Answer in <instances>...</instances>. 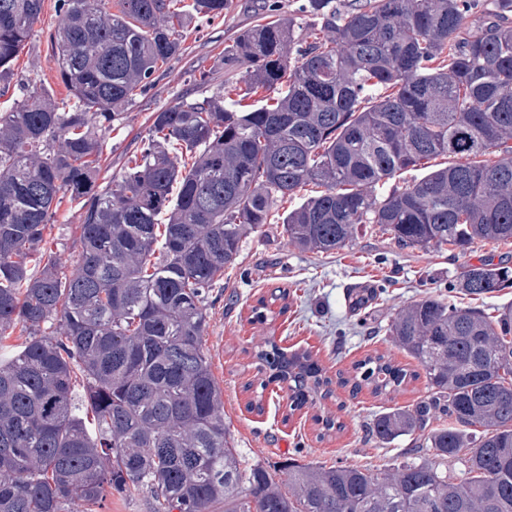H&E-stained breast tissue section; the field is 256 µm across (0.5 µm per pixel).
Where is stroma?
Returning a JSON list of instances; mask_svg holds the SVG:
<instances>
[{"label":"stroma","instance_id":"35a3bbf8","mask_svg":"<svg viewBox=\"0 0 512 512\" xmlns=\"http://www.w3.org/2000/svg\"><path fill=\"white\" fill-rule=\"evenodd\" d=\"M255 3L230 0L223 17L192 19L184 32L185 53L157 72L154 85L128 106L125 121L107 132L112 165L102 170V179H109L139 152L148 118L157 108L181 96L200 98L222 89L224 47L255 23ZM58 21V0H43L41 21L12 65L9 87L0 89V112L20 105L25 88L34 86L49 88L56 102L67 101L68 91L57 78L47 41ZM195 67L210 71L208 85L193 81L190 71ZM79 222L75 204L63 202L44 233L48 246L66 256L74 252ZM488 256L512 262V243L464 253L402 248L379 225L363 224L342 249L312 253L290 245L278 221L247 234L235 266L226 269L210 291L204 338L211 370L223 393L224 426L244 464L259 463L274 472L292 457L327 467L351 464L390 470L409 458L412 438L384 444L371 435L370 427L377 414L413 405L424 397L425 379L388 396L374 395L367 387L355 392L337 383L334 399L317 409L294 411L286 384L274 379L256 352L270 343L287 353L309 351L325 376L336 382L339 375H351L355 362L375 354L419 370L418 361L389 338L391 320L402 306L427 294L496 315L498 307L512 303V292L474 299L454 286L464 266ZM277 288L287 290V308L270 303ZM355 288L375 289L376 300L352 311L350 293ZM263 299L268 307L259 322L253 310ZM257 399L263 402L259 413L249 408ZM319 411L340 415L343 430L320 438L313 421Z\"/></svg>","mask_w":512,"mask_h":512}]
</instances>
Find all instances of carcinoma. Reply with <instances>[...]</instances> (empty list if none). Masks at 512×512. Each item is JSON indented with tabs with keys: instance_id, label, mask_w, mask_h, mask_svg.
<instances>
[{
	"instance_id": "1",
	"label": "carcinoma",
	"mask_w": 512,
	"mask_h": 512,
	"mask_svg": "<svg viewBox=\"0 0 512 512\" xmlns=\"http://www.w3.org/2000/svg\"><path fill=\"white\" fill-rule=\"evenodd\" d=\"M227 2L58 0L49 42L72 104L34 89L0 112V512H92L143 489L154 512H512V305L489 317L428 296L400 310L392 340L429 391L371 432L414 435L418 455L393 472L290 458L286 492L228 446L203 348L206 297L242 238L310 183L323 190L282 215L302 251L340 249L360 224L402 247L512 241V0H300L301 22L263 0L224 47V71L245 73L237 98L159 108L139 155L99 182L123 107L184 52L183 25ZM42 5L0 0L1 81ZM439 156L462 162L390 183ZM65 198L81 211L66 258L43 244ZM456 288L498 294L512 267L481 259ZM17 328L24 341L6 344ZM256 358L293 411L334 395L306 352ZM354 371L352 391L375 394L419 377L382 354ZM313 420L322 438L344 428Z\"/></svg>"
}]
</instances>
